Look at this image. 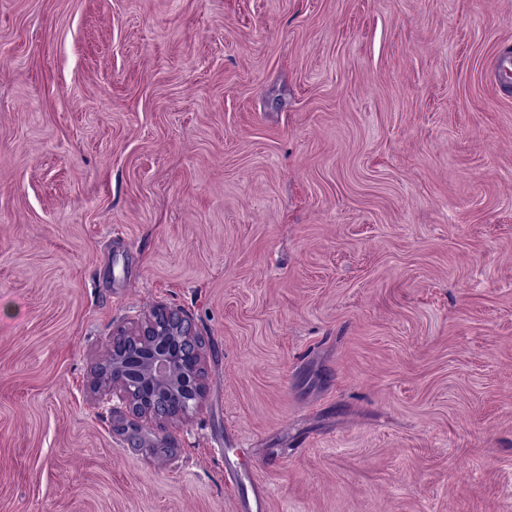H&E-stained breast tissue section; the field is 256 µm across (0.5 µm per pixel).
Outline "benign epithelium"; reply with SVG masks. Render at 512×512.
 <instances>
[{
    "label": "benign epithelium",
    "instance_id": "obj_1",
    "mask_svg": "<svg viewBox=\"0 0 512 512\" xmlns=\"http://www.w3.org/2000/svg\"><path fill=\"white\" fill-rule=\"evenodd\" d=\"M106 352L112 366L99 400L116 398L133 416L160 425L189 416L201 403L202 341L179 310L159 308L112 333Z\"/></svg>",
    "mask_w": 512,
    "mask_h": 512
}]
</instances>
